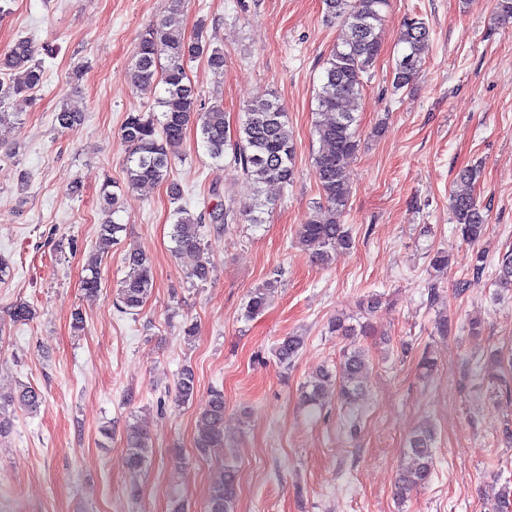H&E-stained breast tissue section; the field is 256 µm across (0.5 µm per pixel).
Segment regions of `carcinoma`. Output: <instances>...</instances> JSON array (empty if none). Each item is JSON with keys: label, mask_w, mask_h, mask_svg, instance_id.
Segmentation results:
<instances>
[{"label": "carcinoma", "mask_w": 512, "mask_h": 512, "mask_svg": "<svg viewBox=\"0 0 512 512\" xmlns=\"http://www.w3.org/2000/svg\"><path fill=\"white\" fill-rule=\"evenodd\" d=\"M322 3L327 14L340 21L345 34L324 62L322 83L316 94L315 128L320 148L313 168L321 199L317 214L299 225L297 239L314 263L327 266L336 250L352 245L350 232L340 223V216L346 211L351 196L349 160L360 144L354 104L364 90V75L381 53L379 28L388 0H322ZM430 43V29L424 21L417 18L403 21L398 39L403 50L393 66L395 89H403L415 81ZM202 57L213 72H224L223 51L211 47L201 27L190 39L165 22L151 25L141 34L136 61L127 72V78L135 86L163 84L164 97L160 99V114L129 112L123 121L121 137L127 146L123 160L127 185L133 188L168 181L172 162L179 157L186 130L192 123L199 130L201 143L210 158L220 161L232 155L233 162L256 186L255 198L243 213L251 223L260 224L261 214L271 209L276 201L270 188H284L295 177L296 147L288 131V112L275 98L257 101L246 108L236 132H230L223 106L198 109V90L189 77L188 63ZM0 71L8 76V84L0 82V100L25 101L44 79V69L36 59L34 46L25 38L15 40L0 53ZM82 120L83 112L79 107L66 105L54 113L53 126L60 131H73ZM450 210L464 241L475 245L484 238L487 214L470 192L453 194ZM235 214L237 211L230 202L207 216L210 223L223 225ZM207 216L202 213L195 216L179 206L173 211L170 232L174 243L172 253L176 257H192L190 276L201 282L207 281L210 272L205 244ZM121 231L123 225L111 218L106 220L99 228L100 245L111 246ZM125 263L128 271L116 288V305L123 313H133L152 292L153 267L150 258L135 249L126 254ZM447 268L448 255L441 251L429 255L427 272L430 277H437ZM85 271L81 288L88 294H95L101 288L98 258H91ZM495 284L512 288V252L502 256L495 270ZM276 287L277 281L272 280L253 289L244 307V317L251 320L262 314ZM35 315V308L24 301L14 303L9 312L10 318L19 323L28 322ZM368 329V322L353 324L346 317L331 322L330 332L348 343L336 370H320L306 386L304 400L309 406H322L333 391L352 407L361 401L372 361L358 337L365 335ZM303 345V337L289 335L277 340L273 351L279 362L288 366ZM195 389L194 372L186 368L176 384L178 400L189 401ZM41 400V394L27 385L20 386L13 394L0 393V437L11 426V419L6 416L8 408L18 407L34 413ZM125 440L126 466L136 473L145 465L152 439L146 429L133 422L126 426ZM435 442V432L429 426H421L409 436L404 449L407 465L398 472L395 481L398 499L407 498L431 481L435 471ZM194 446L204 456L224 447V392L219 389L211 390L207 405L196 418ZM236 496L237 469L228 462L224 466V478L210 488L204 512H232Z\"/></svg>", "instance_id": "1"}]
</instances>
